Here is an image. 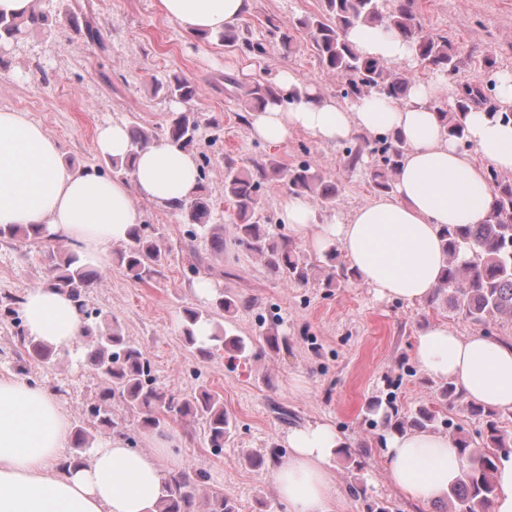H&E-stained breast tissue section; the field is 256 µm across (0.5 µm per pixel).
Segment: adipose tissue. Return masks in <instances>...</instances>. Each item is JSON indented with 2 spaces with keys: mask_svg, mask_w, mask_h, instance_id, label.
I'll return each mask as SVG.
<instances>
[{
  "mask_svg": "<svg viewBox=\"0 0 512 512\" xmlns=\"http://www.w3.org/2000/svg\"><path fill=\"white\" fill-rule=\"evenodd\" d=\"M160 12L191 36L218 37L238 26L250 0H157ZM356 51L392 65L412 63L415 51L398 33L357 24L347 34ZM493 85L497 111L472 110L466 119L470 150L445 134L434 99L447 95V79L413 85L402 103L363 97L343 105L309 90L294 102L274 101L248 112L250 137L287 140L301 129L314 140L336 144L354 134L398 135L409 149L392 191L356 209L319 222L309 202L291 195L280 203V220L318 252L336 248L357 280L382 300L419 301L438 285L445 257L440 228L483 224L491 190L487 168L512 173V73L474 78ZM198 159L167 139L139 152L129 178L71 167L58 143L25 113L0 109V225L39 226L45 239L72 244L79 263L108 265L113 245L126 243L142 215L134 197L166 208L188 201L198 185ZM27 337L70 352L85 335L76 303L63 290L43 285L19 302ZM421 371L449 380L471 400L512 412V347L445 326L416 339ZM72 425L49 388L21 378L0 379V512H158L165 475L163 455L181 447L180 434L150 435L148 449H132L116 431L89 449L77 465L61 466ZM288 454L270 479L288 512H333L330 460L344 441L327 422L289 430ZM386 465L393 484L424 506L447 499L465 477L467 463L447 435L432 431L389 432Z\"/></svg>",
  "mask_w": 512,
  "mask_h": 512,
  "instance_id": "ef3b65f1",
  "label": "adipose tissue"
}]
</instances>
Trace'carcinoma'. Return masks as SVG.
Returning <instances> with one entry per match:
<instances>
[{
    "label": "carcinoma",
    "instance_id": "cac0c4a2",
    "mask_svg": "<svg viewBox=\"0 0 512 512\" xmlns=\"http://www.w3.org/2000/svg\"><path fill=\"white\" fill-rule=\"evenodd\" d=\"M320 14L298 20V25L309 32L311 47L323 66L340 80L343 97L357 99L373 93L389 100L404 99L413 77L384 61L363 58L347 41V29L357 23L377 24L401 34L416 49L422 63L447 76L455 78L459 71L460 51L448 39L428 31L419 16L416 0H394L388 10H383L381 0H321ZM46 15L32 11L27 17H6L0 14V41L8 40L15 47L26 41V29L44 25ZM154 93L188 104L197 95L196 83L183 73H172L154 86ZM300 93L284 95L269 84L256 83L244 91L245 108L252 111L274 99L291 100ZM484 90L469 83L457 86L453 104L448 110H439L444 129L461 143L465 139V119L471 109L483 105ZM200 127L198 113L188 109L171 114L165 129L158 133L135 123L129 127L130 156L143 150L157 138L164 136L184 148L194 145ZM408 150L405 141L397 136H381L370 149L375 156L372 175L373 187L379 192L391 190L393 177L401 166ZM491 187L489 219L484 224H448L442 230V249L446 257L443 270L431 301L439 298L471 323L483 327L492 335L490 322L498 318L512 319V180L499 176L490 169L487 172ZM283 181L296 195H312L324 208L336 206L340 195L339 185L331 182L308 162L288 168L269 157L261 161L238 162L224 158V197L233 209L234 240L245 251L259 258L268 271L280 279L304 285L314 278L316 269L327 270L325 286L328 288L346 284L354 278L353 272L338 260L335 252L316 258L297 254L293 242L286 237H274L257 219L261 205L263 184ZM181 211L189 224L201 227L209 224L213 203L205 187H199L188 202L180 203ZM39 238V231L17 224L0 225V242L9 243L18 238ZM169 251L157 240L144 233L142 227L133 231L131 245L117 254L118 265L139 281L154 280L163 275L168 263ZM96 276L69 252L50 253L47 257L44 283L69 292L85 311L84 297L95 282ZM0 307V316L10 317L18 327L20 342L28 357L50 359L57 355L52 348L28 339L24 335L22 321L14 304ZM212 310L197 308L184 311L182 333L186 344H196L194 329L200 322L213 326L210 339L214 346L235 358L249 350L244 338L228 333L213 311L231 316L238 308V300L222 292L211 301ZM97 321L86 326L90 344L88 363L102 382L98 399L90 408L91 424L98 430L122 427L118 415L112 410L115 399L132 410L143 413L141 427L158 430L165 426L170 416L202 419L207 425L210 447H224V438L231 433L232 419L224 410V403L206 387L200 386L183 396H176L156 385L147 355L131 345L123 336L116 318L109 313L95 312ZM435 412L421 408L415 413L401 414L396 408L386 415L383 425L391 430L431 429L435 427ZM94 440L85 427L74 431V440L68 463H78ZM455 441L465 457L468 467L465 479L448 491V502L457 504L456 512H490L496 492L494 471L498 456L494 448H506L512 443L497 429L495 422L488 424V434L482 446L458 436ZM205 475L177 471L164 481L165 496L159 512H199L196 503L199 493H204V512H237L224 489H202Z\"/></svg>",
    "mask_w": 512,
    "mask_h": 512
}]
</instances>
